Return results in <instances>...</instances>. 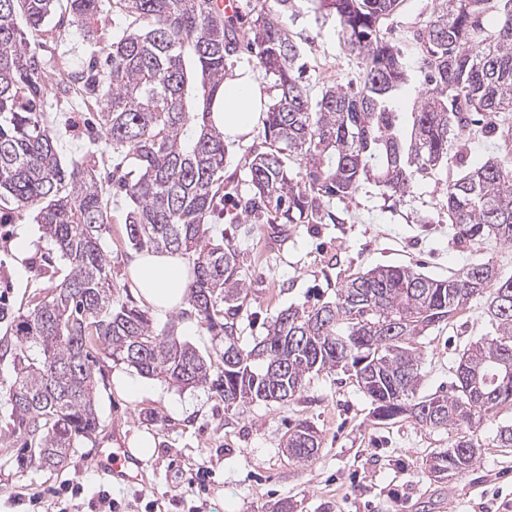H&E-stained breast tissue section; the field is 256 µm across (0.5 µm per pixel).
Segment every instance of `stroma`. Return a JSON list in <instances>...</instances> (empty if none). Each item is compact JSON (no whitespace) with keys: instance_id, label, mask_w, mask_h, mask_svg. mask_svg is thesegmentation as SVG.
Here are the masks:
<instances>
[{"instance_id":"35a3bbf8","label":"stroma","mask_w":512,"mask_h":512,"mask_svg":"<svg viewBox=\"0 0 512 512\" xmlns=\"http://www.w3.org/2000/svg\"><path fill=\"white\" fill-rule=\"evenodd\" d=\"M440 0H401L383 23L385 36L405 43L439 10ZM124 18L103 10L95 24L96 37L85 41L81 31L50 20L52 37L30 36L46 64L44 81L54 86L59 73L85 68L90 56H102ZM311 98L331 85L357 80L359 61L345 48L334 23H327L313 40L301 43ZM60 117L56 149L63 165L88 146L85 112L71 100L53 102ZM505 149L497 138H475L466 151L448 142L442 167L418 178L413 189L392 199L375 183H362L353 197L331 200L337 224H292L288 239L274 243L264 224L248 222L242 210L225 204L214 214L225 236L234 238L251 283L241 324L242 345L252 344L264 325L290 306L332 300L350 276L377 266H411L445 278L467 263L482 260L502 276H512V246L494 239L468 246L455 243L448 224L449 181L460 178L471 161L499 156ZM111 152L99 159L98 172L111 202V232L104 253L120 295L135 287L128 265L133 252L124 226L127 201L112 181ZM32 210H15L0 224V301L15 312L26 311L33 295L45 294L46 279L38 271L58 261ZM488 301L479 298L449 323L430 329L418 339L422 382L420 395L448 392L450 372L459 353L490 331ZM156 328L174 326L178 336L205 356L219 346L196 316L174 308L153 317ZM100 427L79 443L67 466L43 471L19 465V442L0 422V512H16V498L52 499L67 483L83 488L80 512H93L100 493H110L121 512H272L275 504L295 503L297 512H512V448L498 447L497 429L512 421V408H499L484 420L477 437L482 455L469 471L439 480L424 469L433 451L447 447L455 430L432 428L402 416L378 421L370 400L346 370L310 375L291 401L255 403L225 409L210 387L177 390L168 384L112 363L98 353L94 364ZM139 384L138 394L126 382ZM301 422L316 426L322 446L312 462L299 463L285 452L282 441ZM142 453L145 481L125 484L104 474L97 462L102 448L137 449ZM209 476L205 490L190 488L197 470Z\"/></svg>"}]
</instances>
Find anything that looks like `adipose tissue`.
I'll return each mask as SVG.
<instances>
[{
  "label": "adipose tissue",
  "mask_w": 512,
  "mask_h": 512,
  "mask_svg": "<svg viewBox=\"0 0 512 512\" xmlns=\"http://www.w3.org/2000/svg\"><path fill=\"white\" fill-rule=\"evenodd\" d=\"M265 102L251 70H238L233 77L225 79L224 101L213 115L225 142L233 143L249 134ZM129 271L139 295L154 310L169 311L184 302L190 277L183 258L142 252L134 255Z\"/></svg>",
  "instance_id": "obj_1"
}]
</instances>
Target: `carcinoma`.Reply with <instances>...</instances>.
Here are the masks:
<instances>
[{"instance_id":"1","label":"carcinoma","mask_w":512,"mask_h":512,"mask_svg":"<svg viewBox=\"0 0 512 512\" xmlns=\"http://www.w3.org/2000/svg\"><path fill=\"white\" fill-rule=\"evenodd\" d=\"M212 0H112L130 22L112 41L101 70L59 81L54 96L78 98L95 113L105 147L130 167L119 185L130 201L124 218L140 252L179 254L192 265L187 299L196 317L221 337L217 359L205 358L174 333H159L147 309L121 300L101 240L109 199L95 174L98 150L61 165L44 111V63L25 30L43 31L56 11L92 39L104 0H0V210L38 208L37 223L65 263L40 270L51 289L26 312L0 309L10 322L0 336V418L25 439L42 470L64 467L98 428L92 351L104 347L124 364L178 390L211 386L229 410L290 400L318 372L344 368L381 422L409 415L432 428L461 426L448 447L425 461L451 479L481 454L477 429L503 405L512 407V276L473 262L445 279L409 266H378L336 288L334 300L281 310L266 334L239 343L248 296L237 246L208 224L228 200L269 228L332 224L327 202L352 197L374 181L390 196L410 192L448 157V137L467 149L474 134L500 137L505 154L470 167L448 183L453 240L494 238L512 245V0H442L439 13L406 44L381 35L399 0H306L315 23L339 28L362 60V76L329 86L311 100L297 42L283 25L257 15L247 38L275 80L278 100L262 118L264 141L247 165V194L224 186V132L212 120L224 98V66L241 39L234 20ZM421 84L407 101L410 76ZM304 166L294 180L288 161ZM492 291V334L459 355L450 395H418L417 339ZM302 422L285 440L300 463L316 456Z\"/></svg>"}]
</instances>
